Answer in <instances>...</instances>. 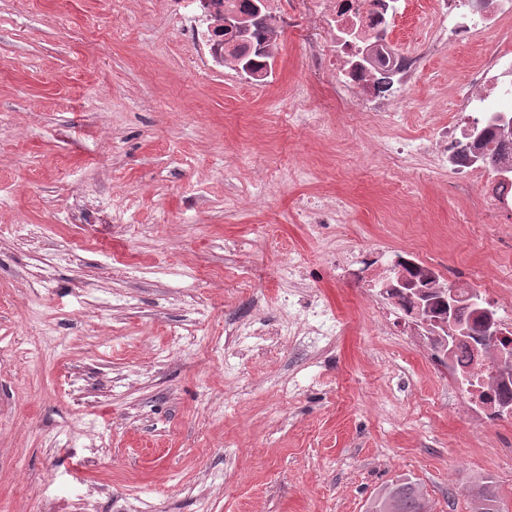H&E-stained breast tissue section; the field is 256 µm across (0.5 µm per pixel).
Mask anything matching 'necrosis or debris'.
I'll return each instance as SVG.
<instances>
[{"label":"necrosis or debris","instance_id":"necrosis-or-debris-1","mask_svg":"<svg viewBox=\"0 0 512 512\" xmlns=\"http://www.w3.org/2000/svg\"><path fill=\"white\" fill-rule=\"evenodd\" d=\"M211 2L212 9L206 11L201 0H170L172 19L187 27L195 53L208 69L224 65V51L212 41V29L219 27L225 13L240 11L242 7L240 0ZM313 2L332 34L329 42L309 43V62L323 66L342 94L359 99L357 115L379 128L393 124L395 112L387 99L374 95V88L390 71L399 77L398 91H405L416 82L421 70L419 54L398 52L384 37L396 14L393 0ZM511 16L512 0H430L421 21L428 29V44L434 47L447 42L495 39L501 31V21ZM504 75L501 56L491 57L475 72L473 92L455 101L456 111H502V98L512 99V86L501 82ZM468 142L466 127L451 122L433 128L427 141L401 143L387 139L379 141L378 149L400 167L412 166L415 158H425L430 168L450 173L466 186L490 188L500 203H512V188L488 178L483 166L464 154L463 147ZM380 255L377 248L347 254L338 262L336 274L372 299L373 309L381 320L397 315L419 338L430 336L428 321L406 310L403 300L390 295V287L404 280L428 291L449 286L462 295L469 292L462 276L447 275L436 262L418 257L411 250H397L387 268L381 264ZM477 345V339H469L441 360L440 365L447 369L451 382L467 395L474 422L496 424L512 416V411L505 407L506 402L512 401V372L502 374L489 366L476 365L473 350Z\"/></svg>","mask_w":512,"mask_h":512}]
</instances>
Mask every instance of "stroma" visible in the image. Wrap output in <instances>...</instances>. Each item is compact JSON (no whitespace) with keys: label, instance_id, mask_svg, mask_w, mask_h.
Listing matches in <instances>:
<instances>
[{"label":"stroma","instance_id":"stroma-1","mask_svg":"<svg viewBox=\"0 0 512 512\" xmlns=\"http://www.w3.org/2000/svg\"><path fill=\"white\" fill-rule=\"evenodd\" d=\"M168 2L0 0V512H367L401 477L512 512V418L471 424L336 275L383 244L512 289V211L374 148L472 125L452 104L512 25L432 55L384 130L309 64L308 5L259 87L203 69Z\"/></svg>","mask_w":512,"mask_h":512}]
</instances>
